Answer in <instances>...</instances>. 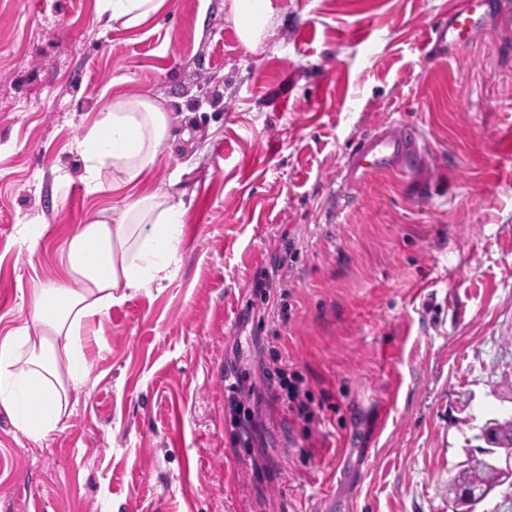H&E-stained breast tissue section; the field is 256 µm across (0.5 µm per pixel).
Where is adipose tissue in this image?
<instances>
[{
  "instance_id": "obj_1",
  "label": "adipose tissue",
  "mask_w": 512,
  "mask_h": 512,
  "mask_svg": "<svg viewBox=\"0 0 512 512\" xmlns=\"http://www.w3.org/2000/svg\"><path fill=\"white\" fill-rule=\"evenodd\" d=\"M166 0H97V17L135 31L163 11ZM228 18L249 50L262 46L274 18L272 0H229ZM170 114L146 96L118 99L77 141L89 192L110 185L122 197L108 216L82 225L65 244L61 283L30 292V320L0 336V411L26 437L56 432L71 391L88 384L87 329L133 293L165 288L183 257L176 247L184 208L167 191L133 196L169 136Z\"/></svg>"
}]
</instances>
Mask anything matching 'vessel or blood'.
Instances as JSON below:
<instances>
[{"label": "vessel or blood", "mask_w": 512, "mask_h": 512, "mask_svg": "<svg viewBox=\"0 0 512 512\" xmlns=\"http://www.w3.org/2000/svg\"><path fill=\"white\" fill-rule=\"evenodd\" d=\"M512 15V0H462L450 7L447 20L428 29L423 47L434 52L455 50L481 29ZM420 155L416 131L399 121L373 128L347 154L339 171L341 188H355L372 176L408 169Z\"/></svg>", "instance_id": "1"}]
</instances>
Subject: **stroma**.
<instances>
[{
	"instance_id": "35a3bbf8",
	"label": "stroma",
	"mask_w": 512,
	"mask_h": 512,
	"mask_svg": "<svg viewBox=\"0 0 512 512\" xmlns=\"http://www.w3.org/2000/svg\"><path fill=\"white\" fill-rule=\"evenodd\" d=\"M224 2L167 0L127 33L96 0H0V335L113 205L70 195L112 100L169 112L138 191L176 180L185 209L176 278L92 323L63 429L35 441L0 412V512H451L481 428L512 416V21L435 57L424 31L451 0H273L252 52ZM393 120L424 169L336 199L352 142ZM274 267L284 289L240 322L241 289ZM276 357L313 415L265 401V448L232 447L215 372L262 392Z\"/></svg>"
}]
</instances>
